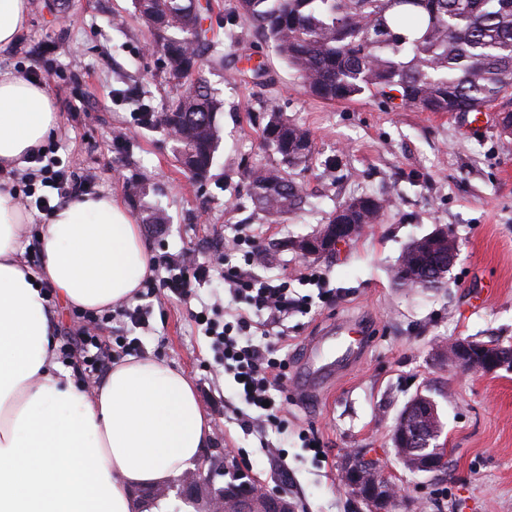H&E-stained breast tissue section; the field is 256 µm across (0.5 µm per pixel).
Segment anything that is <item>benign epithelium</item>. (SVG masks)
I'll return each instance as SVG.
<instances>
[{
  "mask_svg": "<svg viewBox=\"0 0 512 512\" xmlns=\"http://www.w3.org/2000/svg\"><path fill=\"white\" fill-rule=\"evenodd\" d=\"M359 231L357 224H326L315 235L289 243L296 252L308 258H327L335 255L353 240ZM429 238L446 247L442 260L435 265L436 273L412 275L414 285L429 287L432 277H441L458 259V242L445 225L438 226ZM450 367L479 369L494 373L512 371V347L455 339L441 351ZM435 402L417 394L405 406L392 433L397 458L405 468L425 473L444 470L448 463V448L440 442L441 434L427 425L435 417ZM340 479L351 496L364 505L367 512H388L393 501V487L378 458L369 449L348 453ZM176 493L187 501L205 504V512H228L229 503L237 505L236 512H291L279 492H270L253 475L246 474L228 456H213L204 464L186 470Z\"/></svg>",
  "mask_w": 512,
  "mask_h": 512,
  "instance_id": "1",
  "label": "benign epithelium"
}]
</instances>
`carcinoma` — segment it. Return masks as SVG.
<instances>
[{
	"label": "carcinoma",
	"mask_w": 512,
	"mask_h": 512,
	"mask_svg": "<svg viewBox=\"0 0 512 512\" xmlns=\"http://www.w3.org/2000/svg\"><path fill=\"white\" fill-rule=\"evenodd\" d=\"M153 32L169 73L185 72L187 86L169 100L157 124L174 126L176 160L186 169L212 167L220 143L223 100L196 61L213 40L200 27L196 0H134ZM283 62L315 98L352 100L369 93L419 112H479L492 104L512 111V0H239ZM280 155L276 165L248 174L254 208L275 220L301 208L304 196L289 170L312 149L307 130L272 112L262 130ZM343 215L348 224H377L389 198L360 196Z\"/></svg>",
	"instance_id": "carcinoma-1"
}]
</instances>
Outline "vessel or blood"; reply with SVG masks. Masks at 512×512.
I'll use <instances>...</instances> for the list:
<instances>
[{"label":"vessel or blood","instance_id":"b4317fda","mask_svg":"<svg viewBox=\"0 0 512 512\" xmlns=\"http://www.w3.org/2000/svg\"><path fill=\"white\" fill-rule=\"evenodd\" d=\"M349 336L341 354L336 357L335 367H328L322 361V351L326 338L330 335ZM371 330L360 319H341L329 324L324 335L315 337L307 346L305 354V380L300 383L302 391H310L323 380L333 377L334 373L345 372L356 364L363 356L369 342Z\"/></svg>","mask_w":512,"mask_h":512}]
</instances>
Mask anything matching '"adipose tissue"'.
Returning a JSON list of instances; mask_svg holds the SVG:
<instances>
[{"instance_id": "1", "label": "adipose tissue", "mask_w": 512, "mask_h": 512, "mask_svg": "<svg viewBox=\"0 0 512 512\" xmlns=\"http://www.w3.org/2000/svg\"><path fill=\"white\" fill-rule=\"evenodd\" d=\"M44 88L0 71V169L23 170L57 128ZM25 217L0 187V512H173L135 488L183 474L211 436L190 379L152 357L113 363L93 393L53 360L49 282L65 305L102 311L133 298L151 255L109 195L55 209L39 234L40 272L17 257Z\"/></svg>"}]
</instances>
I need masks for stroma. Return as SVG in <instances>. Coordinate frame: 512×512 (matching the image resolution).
Listing matches in <instances>:
<instances>
[{
	"label": "stroma",
	"mask_w": 512,
	"mask_h": 512,
	"mask_svg": "<svg viewBox=\"0 0 512 512\" xmlns=\"http://www.w3.org/2000/svg\"><path fill=\"white\" fill-rule=\"evenodd\" d=\"M27 22L17 42L0 51V69L26 76L46 70L58 114L51 136L75 177L93 173L97 191L130 212L155 259L188 249L210 257L238 225H249L260 251L274 252L252 270L264 281H288L306 297L304 312L269 325L272 349L287 360L288 428L242 427L248 409L231 372L198 328L194 315L215 319L241 303L211 275L187 297L138 295L150 303L146 327H134L122 307L105 311L106 335L138 338L137 353L176 367L194 384L212 428L210 447L229 448L238 465L269 489L283 492L295 512H358L340 481L347 452L369 448L392 471L393 512H512V372L450 369L440 348L456 338L512 347V136L501 135L495 110L479 129L461 114L416 112L370 95L328 103L303 87L237 0H213L210 36L224 57L206 69L221 93L222 142L205 181L177 162L167 131L145 124L131 94L152 111L176 90L163 73L151 35L133 0H26ZM124 20L111 25L113 16ZM263 62L265 74L250 72ZM306 129L314 150L293 171L306 198L301 209L270 222L248 197L246 174L279 157L262 141L271 111ZM129 130L112 142V130ZM386 194L381 223L367 227L334 258L309 259L290 240L315 234L329 212L363 195ZM166 221L149 223L153 213ZM447 225L459 257L441 288L396 287L393 271L414 239ZM367 321L372 339L360 362L314 392L295 389L309 341L331 322ZM430 395L444 424L448 468L435 475L404 469L391 434L416 392ZM323 441V455L305 445Z\"/></svg>",
	"instance_id": "1"
}]
</instances>
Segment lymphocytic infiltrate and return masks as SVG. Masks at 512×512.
I'll return each instance as SVG.
<instances>
[{
    "label": "lymphocytic infiltrate",
    "mask_w": 512,
    "mask_h": 512,
    "mask_svg": "<svg viewBox=\"0 0 512 512\" xmlns=\"http://www.w3.org/2000/svg\"><path fill=\"white\" fill-rule=\"evenodd\" d=\"M35 167L27 176L19 200L28 208L50 214L57 203L93 191L98 182L95 174L75 178L68 167L54 156L52 147L41 146L31 157ZM253 237L246 225H239L224 254L214 257L210 263L197 262L192 251H185L177 262L166 265L165 274L159 281L148 282V294H155L163 287L183 295L189 293L194 282L209 276L211 269H221L229 292L235 297L245 298L247 310L235 311L232 321L219 323L206 314H197L195 320L204 325L207 336L221 353L225 367L231 369L240 380V396L253 409L254 422L264 428L283 430L282 408L275 400V393L288 379V365L271 355L270 345L240 344L239 336L247 334L253 321L251 312L265 314L268 320L276 321L289 310L306 307L303 299L290 297L287 283L270 284L254 277L250 270L257 258L251 244ZM243 253V264H233L235 253ZM81 363L92 374L108 371L113 363V353L96 331L94 325L80 329L71 347Z\"/></svg>",
    "instance_id": "1"
}]
</instances>
